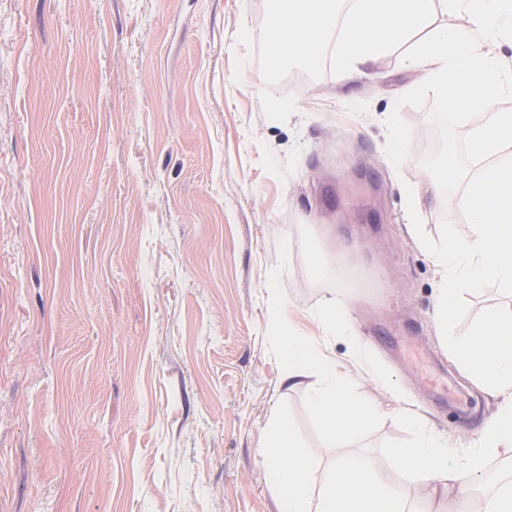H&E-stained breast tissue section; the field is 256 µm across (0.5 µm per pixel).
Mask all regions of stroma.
<instances>
[{
	"instance_id": "stroma-1",
	"label": "stroma",
	"mask_w": 512,
	"mask_h": 512,
	"mask_svg": "<svg viewBox=\"0 0 512 512\" xmlns=\"http://www.w3.org/2000/svg\"><path fill=\"white\" fill-rule=\"evenodd\" d=\"M269 13L0 0V512H278L260 450L279 412L317 476L362 458L412 501L387 454L412 437L400 409L449 464L478 452L501 400L439 336L428 254L473 226L424 158L471 165L470 126L393 56L345 83L266 76ZM271 287L380 405L350 440L284 379ZM511 302L470 288L456 337Z\"/></svg>"
}]
</instances>
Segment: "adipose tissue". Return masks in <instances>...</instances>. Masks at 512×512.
<instances>
[{"instance_id": "ef3b65f1", "label": "adipose tissue", "mask_w": 512, "mask_h": 512, "mask_svg": "<svg viewBox=\"0 0 512 512\" xmlns=\"http://www.w3.org/2000/svg\"><path fill=\"white\" fill-rule=\"evenodd\" d=\"M457 13L468 15V27L436 22L438 15ZM267 39L284 62L296 59L315 68L323 56H330L340 81L378 57L397 56L405 67L422 70L423 89L451 97L460 116H473L472 167L460 170L451 163L447 179L428 177L435 190L447 181L460 183L456 208L473 224L474 233L457 249L477 259L462 275L447 251L433 250L435 262L445 270L436 309L441 331L454 323L459 302L471 285L494 279L511 289L512 109L499 108L498 101L512 97V62L498 57L494 49L499 42L512 40V0H288ZM268 307L285 378L318 375L326 381L311 395L324 429L347 439L375 420L378 406L355 394L351 381L337 374L316 342L287 329V311L277 292H270ZM452 348L482 390L512 391V307L478 321ZM409 423L414 440L392 449L391 455L423 486L422 512H512V481L480 501L472 499L485 457L500 444L512 442V401L488 427L482 454L456 467L449 466L422 420L413 417ZM261 454L266 481L279 495V512H412L362 460L337 462L323 488L314 490L318 451L297 443L286 414L272 418Z\"/></svg>"}]
</instances>
